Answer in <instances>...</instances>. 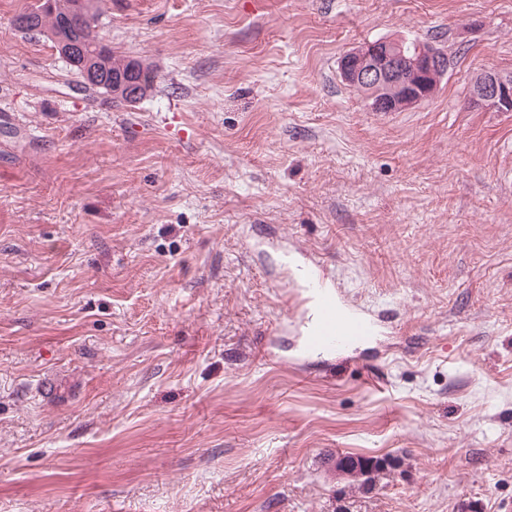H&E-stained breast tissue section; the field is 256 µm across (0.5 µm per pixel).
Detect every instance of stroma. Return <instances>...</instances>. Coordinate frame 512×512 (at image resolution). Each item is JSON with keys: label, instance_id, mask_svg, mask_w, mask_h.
Masks as SVG:
<instances>
[{"label": "stroma", "instance_id": "stroma-1", "mask_svg": "<svg viewBox=\"0 0 512 512\" xmlns=\"http://www.w3.org/2000/svg\"><path fill=\"white\" fill-rule=\"evenodd\" d=\"M0 0V512H512V0H106L89 96ZM438 39L383 115L341 57ZM379 315L306 357L294 265ZM344 456L382 458L363 487ZM470 102L498 112H512V75L485 71L472 86Z\"/></svg>", "mask_w": 512, "mask_h": 512}]
</instances>
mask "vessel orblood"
<instances>
[{"mask_svg":"<svg viewBox=\"0 0 512 512\" xmlns=\"http://www.w3.org/2000/svg\"><path fill=\"white\" fill-rule=\"evenodd\" d=\"M307 280L305 293L312 308V319L304 335L308 355H331L379 336V324L372 314L343 300L338 289L327 284L315 270H308Z\"/></svg>","mask_w":512,"mask_h":512,"instance_id":"obj_1","label":"vessel or blood"}]
</instances>
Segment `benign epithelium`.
Returning <instances> with one entry per match:
<instances>
[{"label": "benign epithelium", "instance_id": "7a95c632", "mask_svg": "<svg viewBox=\"0 0 512 512\" xmlns=\"http://www.w3.org/2000/svg\"><path fill=\"white\" fill-rule=\"evenodd\" d=\"M88 17L86 0H72L66 28L76 29ZM57 50L83 75L84 87H109L112 99L129 101L141 98L149 88L143 82L146 66L130 58L125 66L107 72L102 58L107 44L99 40L91 47L78 36L62 37ZM445 54L436 46L403 38L364 42L347 52L340 60L343 81L352 87H363L379 94L372 99L376 112L406 110L432 98L446 75ZM471 104L498 112H512V75L496 71L482 73L470 93Z\"/></svg>", "mask_w": 512, "mask_h": 512}]
</instances>
